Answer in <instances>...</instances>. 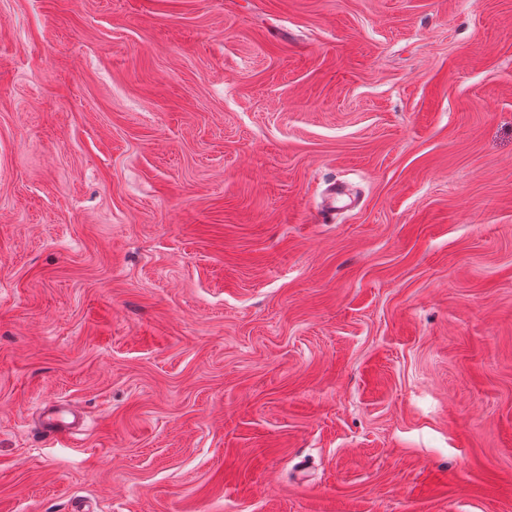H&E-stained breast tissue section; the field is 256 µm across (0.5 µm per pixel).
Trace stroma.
<instances>
[{
  "label": "stroma",
  "mask_w": 512,
  "mask_h": 512,
  "mask_svg": "<svg viewBox=\"0 0 512 512\" xmlns=\"http://www.w3.org/2000/svg\"><path fill=\"white\" fill-rule=\"evenodd\" d=\"M0 512H512V0H0ZM43 414V431L51 439L69 441L82 430L84 421L74 406L49 405Z\"/></svg>",
  "instance_id": "35a3bbf8"
}]
</instances>
